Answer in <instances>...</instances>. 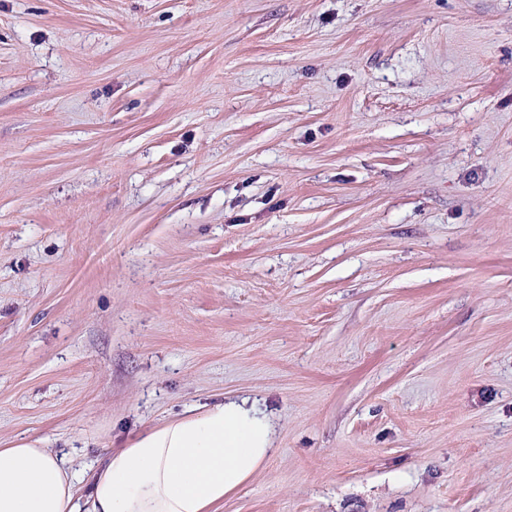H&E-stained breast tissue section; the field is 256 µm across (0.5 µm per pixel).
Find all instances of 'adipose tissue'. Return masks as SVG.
I'll return each mask as SVG.
<instances>
[{
  "label": "adipose tissue",
  "mask_w": 512,
  "mask_h": 512,
  "mask_svg": "<svg viewBox=\"0 0 512 512\" xmlns=\"http://www.w3.org/2000/svg\"><path fill=\"white\" fill-rule=\"evenodd\" d=\"M274 444L271 417L244 400L145 430L90 474L21 438L0 448V512H218Z\"/></svg>",
  "instance_id": "adipose-tissue-1"
}]
</instances>
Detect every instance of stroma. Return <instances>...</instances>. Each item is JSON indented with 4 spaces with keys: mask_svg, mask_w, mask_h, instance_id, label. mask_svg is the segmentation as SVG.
Returning a JSON list of instances; mask_svg holds the SVG:
<instances>
[{
    "mask_svg": "<svg viewBox=\"0 0 512 512\" xmlns=\"http://www.w3.org/2000/svg\"><path fill=\"white\" fill-rule=\"evenodd\" d=\"M241 398L220 512H512V0H0V443Z\"/></svg>",
    "mask_w": 512,
    "mask_h": 512,
    "instance_id": "1",
    "label": "stroma"
}]
</instances>
